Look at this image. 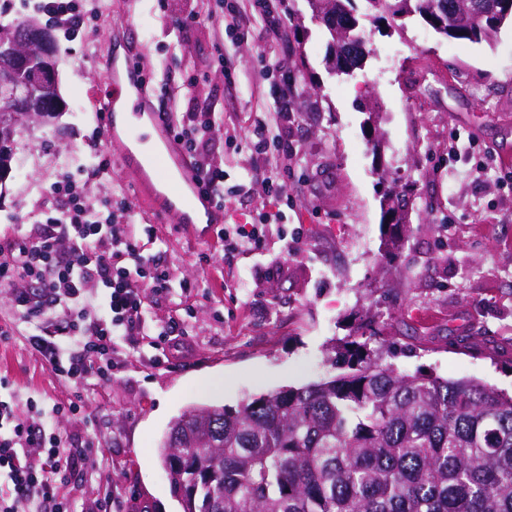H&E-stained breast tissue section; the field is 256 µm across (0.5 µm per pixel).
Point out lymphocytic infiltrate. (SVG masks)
<instances>
[{
	"label": "lymphocytic infiltrate",
	"mask_w": 512,
	"mask_h": 512,
	"mask_svg": "<svg viewBox=\"0 0 512 512\" xmlns=\"http://www.w3.org/2000/svg\"><path fill=\"white\" fill-rule=\"evenodd\" d=\"M216 119L210 112H186L170 124L175 140L193 162L202 193L224 204V169L211 158ZM60 203L43 210L35 223L21 225L0 258V286L10 306L32 331L28 348L60 380L73 385L105 384L112 379L113 354L129 336H149L154 346L173 340L174 325L147 321L150 302L169 298L182 304L198 293V281L174 280L158 263L161 245L152 225L115 223L128 201L105 195L86 202L76 182L59 186ZM104 291L100 312L82 305L90 286ZM84 412L81 400L44 407L27 399L0 398V512H75L67 492L74 476L93 466V444L65 443L51 427L55 418Z\"/></svg>",
	"instance_id": "lymphocytic-infiltrate-1"
}]
</instances>
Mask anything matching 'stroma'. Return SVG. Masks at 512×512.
<instances>
[{
  "label": "stroma",
  "instance_id": "stroma-1",
  "mask_svg": "<svg viewBox=\"0 0 512 512\" xmlns=\"http://www.w3.org/2000/svg\"><path fill=\"white\" fill-rule=\"evenodd\" d=\"M37 2L0 0V22L32 20L51 30L66 108L15 136L13 171L0 186V245L13 225L55 203L61 175L88 180L89 159L102 155L108 173L88 180L89 198L128 197L117 221L154 225L164 243L160 262L174 279L201 285L187 300L188 352L159 364L150 337H128L105 385L60 381L21 334L0 342V378L18 403L32 396L51 406L77 395L85 403L86 419L54 423L61 436L98 447L97 473L72 491L77 504L109 490L116 512H177L157 456L171 420L192 405L233 407L340 374L328 358L340 339L390 343L384 360L404 373L424 368L512 394V162L503 159L512 153L511 25L487 45L441 37L415 19L389 30L363 14L371 54L352 75L337 76L326 67V38L307 0H272L271 27L244 39L231 30L216 35L208 16L214 0H86L73 30ZM192 6L199 21L176 39L171 17ZM117 34L147 72L170 76L171 111L209 100L217 114L212 157L225 171L224 221L261 224L269 215L261 248L224 253L205 225L159 217L164 194L150 204L130 193L119 150L94 110L96 97L113 91L104 71ZM392 46L403 54L387 68L382 57ZM262 55L283 64L261 68ZM228 67L235 83L224 79ZM283 96L294 112L288 123L273 109ZM374 110L381 120L373 129ZM257 115L284 128L293 147L272 158L288 182L284 205L258 182L249 197L234 191L258 162L236 148ZM392 184L409 203L404 226L383 217Z\"/></svg>",
  "mask_w": 512,
  "mask_h": 512
}]
</instances>
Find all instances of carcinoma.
<instances>
[{"mask_svg": "<svg viewBox=\"0 0 512 512\" xmlns=\"http://www.w3.org/2000/svg\"><path fill=\"white\" fill-rule=\"evenodd\" d=\"M336 75L362 67L355 0H307ZM382 20L418 17L454 40L490 43L512 0H365ZM348 371L191 406L158 446L180 512H512V395L474 379L407 374L342 341Z\"/></svg>", "mask_w": 512, "mask_h": 512, "instance_id": "cac0c4a2", "label": "carcinoma"}]
</instances>
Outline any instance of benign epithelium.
Returning <instances> with one entry per match:
<instances>
[{
    "label": "benign epithelium",
    "mask_w": 512,
    "mask_h": 512,
    "mask_svg": "<svg viewBox=\"0 0 512 512\" xmlns=\"http://www.w3.org/2000/svg\"><path fill=\"white\" fill-rule=\"evenodd\" d=\"M56 42L51 32L28 25L10 35V49L0 57V69L7 75L26 76L25 84L0 88V113L27 112L44 117L48 100L61 110L58 92Z\"/></svg>",
    "instance_id": "1"
}]
</instances>
